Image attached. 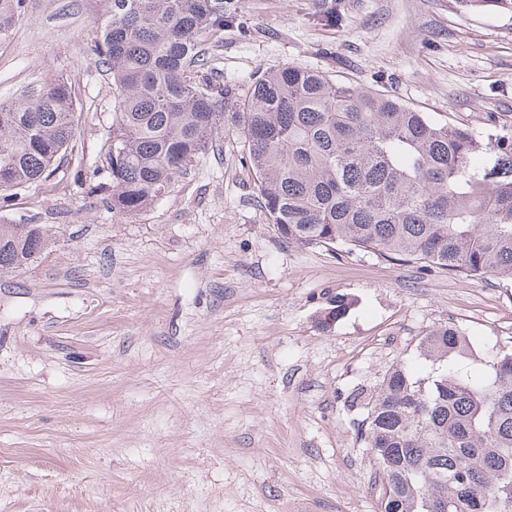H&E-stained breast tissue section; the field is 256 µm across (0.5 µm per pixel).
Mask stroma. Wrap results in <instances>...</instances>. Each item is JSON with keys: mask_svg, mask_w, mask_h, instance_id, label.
Listing matches in <instances>:
<instances>
[{"mask_svg": "<svg viewBox=\"0 0 512 512\" xmlns=\"http://www.w3.org/2000/svg\"><path fill=\"white\" fill-rule=\"evenodd\" d=\"M101 0H26L0 35V101L57 77L75 136L0 220L56 242L0 276V512H376L351 404L454 324L478 370L512 345V282L286 243L237 137L160 202L113 212L93 170L112 124ZM225 84L296 65L484 136L512 132V5L232 0ZM347 311L325 321L331 301Z\"/></svg>", "mask_w": 512, "mask_h": 512, "instance_id": "obj_1", "label": "stroma"}]
</instances>
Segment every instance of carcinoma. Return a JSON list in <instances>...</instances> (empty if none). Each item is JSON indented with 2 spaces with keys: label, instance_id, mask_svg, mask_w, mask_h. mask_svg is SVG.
<instances>
[{
  "label": "carcinoma",
  "instance_id": "carcinoma-1",
  "mask_svg": "<svg viewBox=\"0 0 512 512\" xmlns=\"http://www.w3.org/2000/svg\"><path fill=\"white\" fill-rule=\"evenodd\" d=\"M95 62L116 91L106 166L112 210L162 199L231 134L261 207L299 247L340 245L450 274L512 280V135L450 127L384 91L300 66L224 84L207 41L225 0H102ZM25 0H0V34ZM64 78L0 104V200L28 188L74 138ZM54 243L44 224H0V274ZM430 372L404 361L356 394L360 441L377 463V512H512V347L474 373L454 325L417 346Z\"/></svg>",
  "mask_w": 512,
  "mask_h": 512
}]
</instances>
